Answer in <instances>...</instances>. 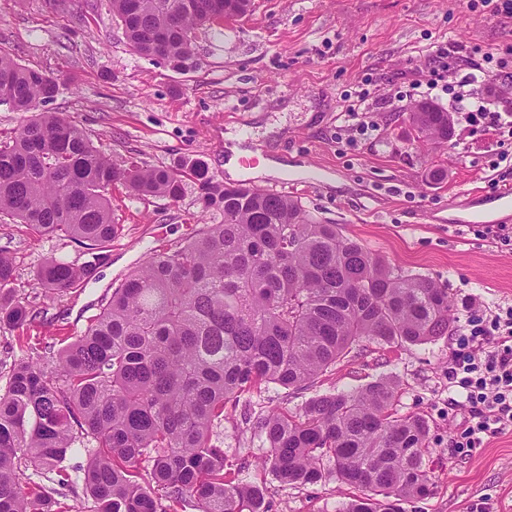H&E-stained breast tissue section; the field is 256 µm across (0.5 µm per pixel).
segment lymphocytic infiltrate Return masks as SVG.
Here are the masks:
<instances>
[{"label":"lymphocytic infiltrate","mask_w":512,"mask_h":512,"mask_svg":"<svg viewBox=\"0 0 512 512\" xmlns=\"http://www.w3.org/2000/svg\"><path fill=\"white\" fill-rule=\"evenodd\" d=\"M471 65V72L455 81L451 108L467 121L512 136V122L489 108L492 92L481 62L475 59ZM448 380L465 392L467 447L512 426V306L473 322L448 366Z\"/></svg>","instance_id":"lymphocytic-infiltrate-1"}]
</instances>
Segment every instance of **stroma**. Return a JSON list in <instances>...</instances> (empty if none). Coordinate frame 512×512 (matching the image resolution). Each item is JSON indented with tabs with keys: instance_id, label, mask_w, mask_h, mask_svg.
I'll use <instances>...</instances> for the list:
<instances>
[{
	"instance_id": "35a3bbf8",
	"label": "stroma",
	"mask_w": 512,
	"mask_h": 512,
	"mask_svg": "<svg viewBox=\"0 0 512 512\" xmlns=\"http://www.w3.org/2000/svg\"><path fill=\"white\" fill-rule=\"evenodd\" d=\"M502 0H256L229 26L200 30L195 65L177 72L139 55L107 0H0V49L21 65L57 76L60 92L47 108L83 128L114 159L150 166L204 161L229 182L225 133L254 154L287 163L278 177L243 182L298 197L304 209L357 240L399 271L447 286L454 301L452 333L427 344H370L337 361L305 390L276 385L228 403L215 439L229 479L263 489L269 512H340L349 491L326 463L323 479L291 487L262 467L268 444L251 421L265 410L299 411L319 394L352 391L384 376L399 382V413L430 425L431 496L409 512H512V426L480 447L460 442L466 413L448 363L468 320L512 305V245L492 224L475 223L474 196L512 190V137L457 118L447 146L417 141L409 109L447 108L453 85L440 77L431 95L430 57L453 50L452 67L467 73L465 55L490 53L495 111L512 106V14ZM112 216L122 235L100 257L69 238L40 237L0 215V250L15 260L13 288L37 318L0 325V393L14 363L53 362L84 331L128 272L158 244L172 248L198 233L195 186L182 201L139 199L113 189ZM95 261L84 283L46 296L36 272L48 259Z\"/></svg>"
}]
</instances>
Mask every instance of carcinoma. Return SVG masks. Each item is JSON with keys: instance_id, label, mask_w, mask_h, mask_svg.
<instances>
[{"instance_id": "1", "label": "carcinoma", "mask_w": 512, "mask_h": 512, "mask_svg": "<svg viewBox=\"0 0 512 512\" xmlns=\"http://www.w3.org/2000/svg\"><path fill=\"white\" fill-rule=\"evenodd\" d=\"M108 3L139 54L184 71L196 31L247 14L254 0ZM59 89L58 78L0 50V105L27 114L0 139L1 214L38 236L102 250L121 230L113 187L175 204L191 181L223 220L152 252L58 351V368L14 364L0 395V512H52V495L72 483L63 462L79 446L95 512H267L260 488L226 480L224 449L212 439L225 404L262 385L310 386L364 342L408 347L448 335V288L394 270L287 195L220 184L203 162L174 170L112 159L73 121L40 110ZM420 108L409 113L416 138L448 144L450 113ZM91 268L51 259L36 281L62 295ZM14 272L0 251V323L19 328L37 314L13 294ZM397 396L386 376L313 397L297 413L259 414L263 464L279 483L305 486L332 460L337 481L354 490L344 512H407L404 504L433 493L430 428L398 413ZM30 468L52 487H26Z\"/></svg>"}]
</instances>
